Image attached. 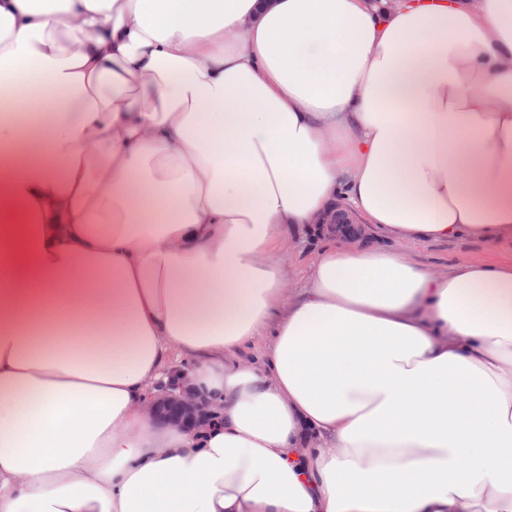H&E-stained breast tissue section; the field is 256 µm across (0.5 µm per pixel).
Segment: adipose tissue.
<instances>
[{
    "mask_svg": "<svg viewBox=\"0 0 512 512\" xmlns=\"http://www.w3.org/2000/svg\"><path fill=\"white\" fill-rule=\"evenodd\" d=\"M0 91V512H512V0H0ZM290 238L294 240V248L289 255V264L294 272L292 288L294 292H298L306 283L308 267L315 254V244L310 232L303 228L292 229ZM416 259L427 267L450 269L470 260H493L484 248L475 242L455 240L428 242L415 248ZM186 381V373L176 376L169 384L170 391L164 397L153 401L151 410L156 418L191 430L213 418L203 398L190 389H183Z\"/></svg>",
    "mask_w": 512,
    "mask_h": 512,
    "instance_id": "ef3b65f1",
    "label": "adipose tissue"
}]
</instances>
